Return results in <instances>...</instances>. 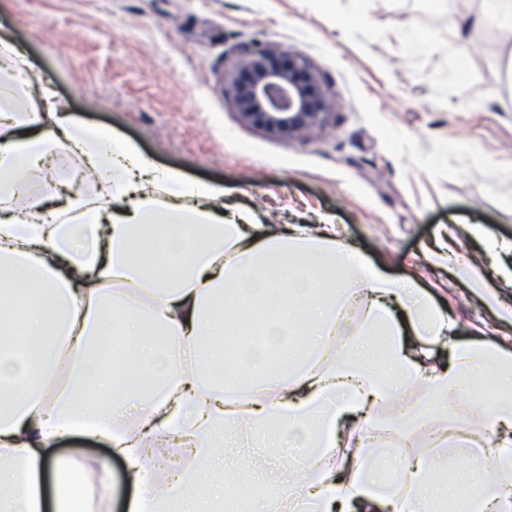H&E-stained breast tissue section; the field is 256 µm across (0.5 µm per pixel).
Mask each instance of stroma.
Instances as JSON below:
<instances>
[{
    "label": "stroma",
    "mask_w": 512,
    "mask_h": 512,
    "mask_svg": "<svg viewBox=\"0 0 512 512\" xmlns=\"http://www.w3.org/2000/svg\"><path fill=\"white\" fill-rule=\"evenodd\" d=\"M487 0H0V32L32 78L90 129L206 181L258 223L337 224L390 276L420 281L463 339L512 350V286L488 304L452 255L495 280L512 264V40L478 18ZM263 39L299 51L339 106L291 140L240 122L227 57ZM481 224L509 245L488 255Z\"/></svg>",
    "instance_id": "obj_1"
}]
</instances>
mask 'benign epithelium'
I'll return each mask as SVG.
<instances>
[{
  "instance_id": "1",
  "label": "benign epithelium",
  "mask_w": 512,
  "mask_h": 512,
  "mask_svg": "<svg viewBox=\"0 0 512 512\" xmlns=\"http://www.w3.org/2000/svg\"><path fill=\"white\" fill-rule=\"evenodd\" d=\"M224 94L242 123L288 139L323 128L337 106L307 59L273 42L236 48L224 72Z\"/></svg>"
}]
</instances>
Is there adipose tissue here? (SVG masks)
<instances>
[{"mask_svg":"<svg viewBox=\"0 0 512 512\" xmlns=\"http://www.w3.org/2000/svg\"><path fill=\"white\" fill-rule=\"evenodd\" d=\"M24 65L1 37L0 311L23 316L0 324V512H66L68 471L88 512H111L114 456L128 512H207L261 482L245 439L297 453L256 512H437L452 443L476 447L466 512H512V351L456 338L416 279L366 266L335 225L281 234L225 213L220 190L84 127L46 88L42 111L21 113ZM53 154L78 158L95 193L48 179ZM242 299L257 327L231 319ZM115 338L125 351L103 363ZM76 433L109 459L54 453ZM156 448L188 459L157 478Z\"/></svg>","mask_w":512,"mask_h":512,"instance_id":"1","label":"adipose tissue"}]
</instances>
